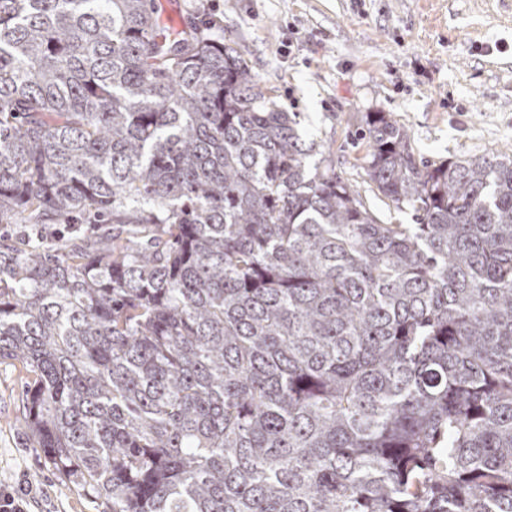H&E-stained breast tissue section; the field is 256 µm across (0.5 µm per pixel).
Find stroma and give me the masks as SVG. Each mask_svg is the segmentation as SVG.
Masks as SVG:
<instances>
[{"mask_svg": "<svg viewBox=\"0 0 512 512\" xmlns=\"http://www.w3.org/2000/svg\"><path fill=\"white\" fill-rule=\"evenodd\" d=\"M159 2L174 23L244 46L261 84L296 113L305 139L330 144L337 174L383 223L414 217L367 181V146L353 139L367 113H388L431 164L512 153V0ZM27 380L20 364L0 362V484L24 485L29 512H102L32 447L18 421Z\"/></svg>", "mask_w": 512, "mask_h": 512, "instance_id": "stroma-1", "label": "stroma"}]
</instances>
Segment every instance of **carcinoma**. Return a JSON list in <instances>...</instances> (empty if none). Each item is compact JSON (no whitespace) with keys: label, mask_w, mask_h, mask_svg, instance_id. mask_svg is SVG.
<instances>
[{"label":"carcinoma","mask_w":512,"mask_h":512,"mask_svg":"<svg viewBox=\"0 0 512 512\" xmlns=\"http://www.w3.org/2000/svg\"><path fill=\"white\" fill-rule=\"evenodd\" d=\"M0 0V359L102 512H512V156L366 115L384 224L236 42ZM92 215L111 231L53 235Z\"/></svg>","instance_id":"obj_1"}]
</instances>
